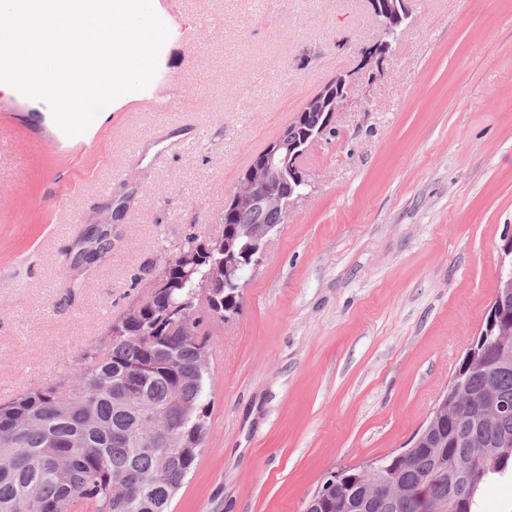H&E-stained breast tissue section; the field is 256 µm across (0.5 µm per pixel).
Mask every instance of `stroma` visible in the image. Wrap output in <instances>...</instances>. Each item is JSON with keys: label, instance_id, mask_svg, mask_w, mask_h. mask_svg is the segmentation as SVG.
I'll list each match as a JSON object with an SVG mask.
<instances>
[{"label": "stroma", "instance_id": "1", "mask_svg": "<svg viewBox=\"0 0 512 512\" xmlns=\"http://www.w3.org/2000/svg\"><path fill=\"white\" fill-rule=\"evenodd\" d=\"M158 71L83 134L0 90V400L65 378L166 255L216 238L252 156L336 73L311 181L205 321L207 436L171 512H303L337 468L403 447L460 366L512 234V0H410L380 75L368 0H153ZM166 99L171 108L154 109ZM112 251L79 274L89 228ZM474 512H512V471ZM391 45L389 38H380L369 47L363 49L361 60L362 66L368 67L370 70H373L374 68L379 70L381 62L391 49Z\"/></svg>", "mask_w": 512, "mask_h": 512}]
</instances>
